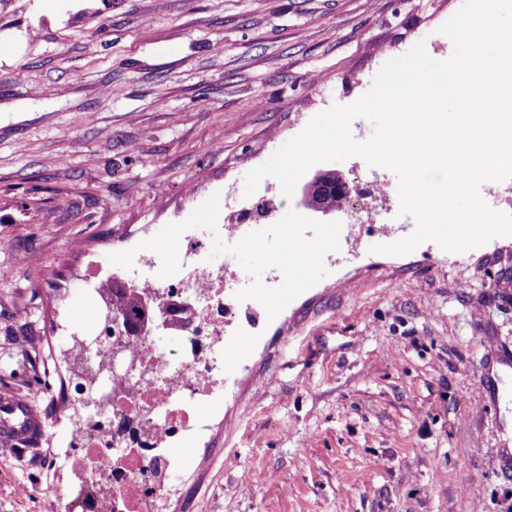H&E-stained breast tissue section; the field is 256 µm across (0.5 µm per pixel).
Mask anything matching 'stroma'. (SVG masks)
Listing matches in <instances>:
<instances>
[{
    "label": "stroma",
    "instance_id": "obj_1",
    "mask_svg": "<svg viewBox=\"0 0 512 512\" xmlns=\"http://www.w3.org/2000/svg\"><path fill=\"white\" fill-rule=\"evenodd\" d=\"M457 0H0V399L34 408L29 439L0 441V512H56L75 476L43 462L62 437L70 357L55 331L93 312L88 279L135 254L171 257L177 226L211 233L248 279L263 324L228 336L234 388L204 408L187 496L168 512H512V368L503 400L480 375L512 356V236L448 252L329 266L341 212L284 200L248 171L316 115L366 93ZM272 203L258 249L224 251L222 224ZM300 271L271 294L265 271ZM344 277L335 287L336 277ZM35 483L42 493L21 494Z\"/></svg>",
    "mask_w": 512,
    "mask_h": 512
}]
</instances>
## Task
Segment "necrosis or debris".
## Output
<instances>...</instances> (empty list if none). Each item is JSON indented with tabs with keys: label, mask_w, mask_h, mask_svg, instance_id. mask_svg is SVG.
Masks as SVG:
<instances>
[{
	"label": "necrosis or debris",
	"mask_w": 512,
	"mask_h": 512,
	"mask_svg": "<svg viewBox=\"0 0 512 512\" xmlns=\"http://www.w3.org/2000/svg\"><path fill=\"white\" fill-rule=\"evenodd\" d=\"M390 195L387 170L376 166L340 206L362 223L380 225L384 218L369 201ZM154 264V255L139 257L134 278L154 312L189 302L191 315L175 316L169 326L182 344L166 352L158 337L115 335L97 314L91 328L70 333L77 354L61 387L68 428L50 466L77 467L83 477L58 512H164L177 472L193 464L177 458L173 445L205 429L200 404L224 393L226 331L249 335L259 326L246 315L252 303L237 294L234 272L207 258L203 240L180 245L163 278H155Z\"/></svg>",
	"instance_id": "necrosis-or-debris-1"
}]
</instances>
